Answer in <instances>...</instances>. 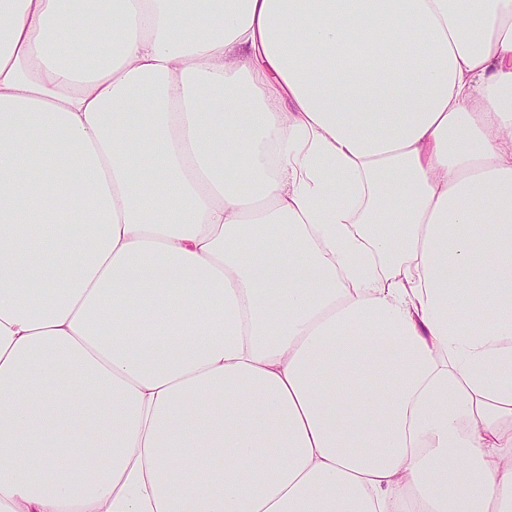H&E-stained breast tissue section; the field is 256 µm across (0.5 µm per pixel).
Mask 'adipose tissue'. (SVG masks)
Segmentation results:
<instances>
[{
	"label": "adipose tissue",
	"mask_w": 512,
	"mask_h": 512,
	"mask_svg": "<svg viewBox=\"0 0 512 512\" xmlns=\"http://www.w3.org/2000/svg\"><path fill=\"white\" fill-rule=\"evenodd\" d=\"M0 512H512V0H0Z\"/></svg>",
	"instance_id": "ef3b65f1"
}]
</instances>
